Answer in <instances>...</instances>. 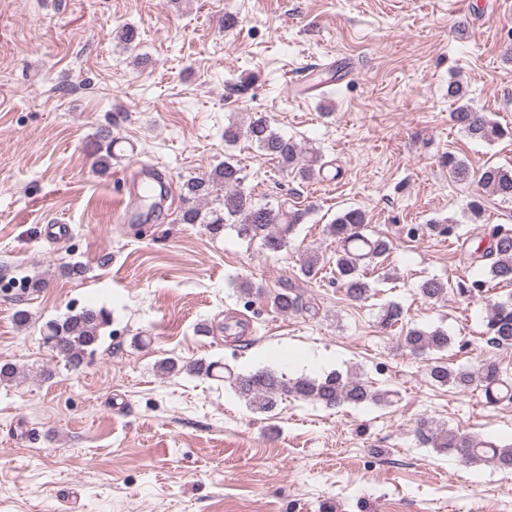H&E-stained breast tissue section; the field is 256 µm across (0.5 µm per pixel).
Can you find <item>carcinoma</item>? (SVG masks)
Listing matches in <instances>:
<instances>
[{"mask_svg":"<svg viewBox=\"0 0 512 512\" xmlns=\"http://www.w3.org/2000/svg\"><path fill=\"white\" fill-rule=\"evenodd\" d=\"M451 119L460 125L466 134L481 141H492L508 135V131L492 122L486 113L466 105L456 107ZM248 137L266 155L276 160L281 168L301 181H308L320 174L322 164L318 151L304 147L273 129L262 114L248 116L245 124H231L224 128V142L234 144L240 136ZM115 140L110 131L102 130L95 144L94 164L101 172H108L112 165ZM442 164L448 175L457 182L465 183L477 179L481 187L491 195L504 201H512V168L488 164L478 172H471L464 160L456 154L444 156ZM242 169L232 158L216 166L208 175L188 179L183 184L186 202L180 212L183 224H203L216 237L228 226L235 228L244 238H260L262 245L271 252H280L287 247L290 235L304 220L300 210L288 211L268 204H258L247 193L242 184ZM226 189L224 198L214 196L217 188ZM367 221L364 211L351 208L341 212L327 226V233L336 240V256L331 268L333 279L352 301H363L371 295L368 271L377 267L390 251L392 240L386 235L366 233ZM406 234H437L448 238H459L454 224H407ZM469 278L457 284L459 296L471 298L481 295L488 283L512 285V228H493L489 245L482 251L469 253ZM323 266L317 253H311L300 266L302 276L312 279ZM419 294L425 301L442 300L448 295V284L438 278L424 280ZM273 308L283 314L299 311L303 304L292 289H284L271 298ZM404 311L400 304L388 302L378 314V324L384 331L402 324ZM110 323V313L103 308L84 307L73 310L60 319L50 320L42 328L43 343H52L51 351L72 368L80 367L86 356H92L101 341L102 330ZM487 343L495 348L512 346V298L494 305L486 323ZM451 339L448 332L437 327L432 330L409 328L403 337V347L414 355L430 357L448 350ZM161 373L184 370L189 374L213 377L220 368L217 362L197 360L182 366L172 358L159 362ZM428 375L439 386H452L465 391L475 383L484 387L487 400L497 402L502 393H509L512 400V385L503 378L499 366L492 360L481 364L475 371L455 370L448 364L435 360L428 365ZM228 382L239 397L256 410L268 413L280 402L292 397L302 401L322 404L326 407L350 404L355 406L391 403L390 392L375 389L368 382L331 371L323 376H299L291 378L271 370L261 369L242 374L227 372ZM417 436L441 454L456 456L470 464H489L501 470L512 469V446L497 447L489 442L477 441L468 436L439 428L426 420L420 421Z\"/></svg>","mask_w":512,"mask_h":512,"instance_id":"obj_1","label":"carcinoma"}]
</instances>
